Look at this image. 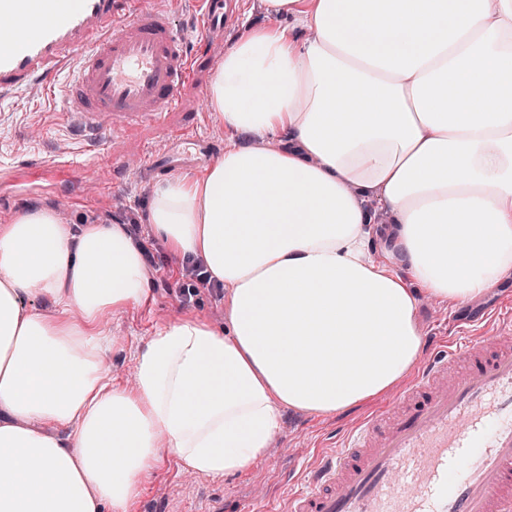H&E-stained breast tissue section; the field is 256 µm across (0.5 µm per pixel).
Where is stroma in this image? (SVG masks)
<instances>
[{"instance_id": "stroma-1", "label": "stroma", "mask_w": 512, "mask_h": 512, "mask_svg": "<svg viewBox=\"0 0 512 512\" xmlns=\"http://www.w3.org/2000/svg\"><path fill=\"white\" fill-rule=\"evenodd\" d=\"M248 23L291 26L295 20L269 15L265 0H241L238 22L225 29L221 39L192 44V53H206L209 61L183 86L179 108L161 123L142 125L129 135H89L64 123L56 95L33 98L24 93L0 102V216L48 206L67 224H124L131 219L146 223L156 183L142 162L148 148L168 144L171 131L182 129L227 146L228 134L209 104L207 87L225 51ZM147 285L148 295L140 305L104 321L115 341L106 374L116 386L126 385L147 340L164 324L197 317L220 331L229 325L227 299L204 291L187 308L174 280L151 275ZM506 308L512 309V277L467 302L420 298L416 319L427 342L437 336L489 335L497 328L495 311ZM377 408V403H365L325 415L285 409L270 454L244 472L221 479L188 473L175 456L163 455L128 512H207L219 502L224 512H240L248 502L285 499L290 490L287 472H306L324 443Z\"/></svg>"}]
</instances>
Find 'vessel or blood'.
Instances as JSON below:
<instances>
[{
    "label": "vessel or blood",
    "mask_w": 512,
    "mask_h": 512,
    "mask_svg": "<svg viewBox=\"0 0 512 512\" xmlns=\"http://www.w3.org/2000/svg\"><path fill=\"white\" fill-rule=\"evenodd\" d=\"M187 35L154 0H0V101L55 90L92 134L157 123L224 28L232 0H198ZM269 512H512V313L490 336L445 342L385 406L318 453Z\"/></svg>",
    "instance_id": "1"
}]
</instances>
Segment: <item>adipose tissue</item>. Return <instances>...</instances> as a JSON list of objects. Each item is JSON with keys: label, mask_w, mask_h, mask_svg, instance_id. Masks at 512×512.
I'll return each mask as SVG.
<instances>
[{"label": "adipose tissue", "mask_w": 512, "mask_h": 512, "mask_svg": "<svg viewBox=\"0 0 512 512\" xmlns=\"http://www.w3.org/2000/svg\"><path fill=\"white\" fill-rule=\"evenodd\" d=\"M266 4L310 36L247 27L207 94L231 135L271 145L157 183L147 213L229 288L227 331L164 325L133 388L113 385L102 320L148 291L124 225L73 230L47 207L0 225V512H126L167 452L241 473L283 409L339 412L409 373L418 294L468 301L512 275V0ZM30 292L62 317L21 313Z\"/></svg>", "instance_id": "obj_1"}]
</instances>
